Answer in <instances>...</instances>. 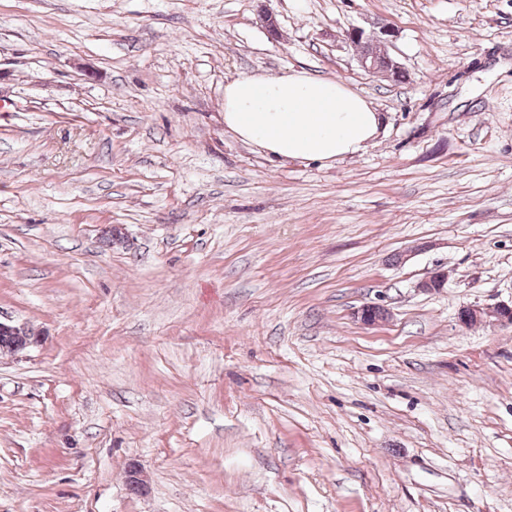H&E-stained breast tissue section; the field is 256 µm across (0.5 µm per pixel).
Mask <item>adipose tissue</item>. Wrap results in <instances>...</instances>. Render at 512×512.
<instances>
[{"mask_svg":"<svg viewBox=\"0 0 512 512\" xmlns=\"http://www.w3.org/2000/svg\"><path fill=\"white\" fill-rule=\"evenodd\" d=\"M380 116L343 84L287 70L243 75L224 86V125L275 158L329 164L361 152Z\"/></svg>","mask_w":512,"mask_h":512,"instance_id":"adipose-tissue-1","label":"adipose tissue"}]
</instances>
